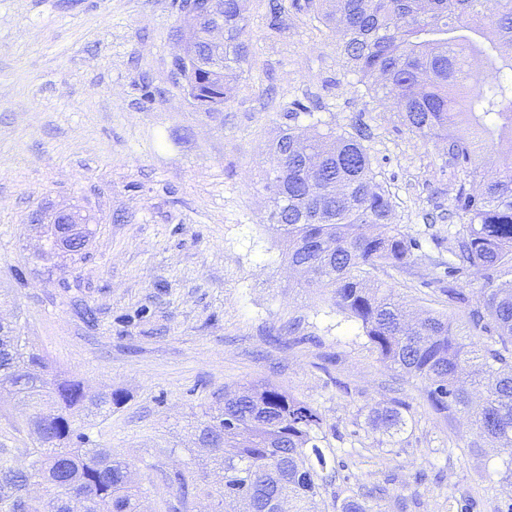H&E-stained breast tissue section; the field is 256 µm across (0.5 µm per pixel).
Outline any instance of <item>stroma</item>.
<instances>
[{
	"mask_svg": "<svg viewBox=\"0 0 512 512\" xmlns=\"http://www.w3.org/2000/svg\"><path fill=\"white\" fill-rule=\"evenodd\" d=\"M246 0L249 54L218 111L175 83L173 0H0V321L93 393L121 392L85 429L131 463L151 512L178 504L175 470L213 471L193 444L225 391L270 382L322 416L323 451L340 479L317 500L336 512L346 488L375 512H507L512 472L495 448L469 452L471 423L429 406L423 381L387 368L358 325L300 287L266 227L270 144L295 100L336 131L369 124L374 169L395 195L394 221L434 257L448 255L451 187L442 145L398 122L346 66L315 9ZM47 206H76L92 237L79 261L33 254ZM376 278L409 307L449 314L448 285L420 265ZM399 403L387 430L375 409Z\"/></svg>",
	"mask_w": 512,
	"mask_h": 512,
	"instance_id": "1",
	"label": "stroma"
}]
</instances>
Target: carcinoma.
<instances>
[{"instance_id":"cac0c4a2","label":"carcinoma","mask_w":512,"mask_h":512,"mask_svg":"<svg viewBox=\"0 0 512 512\" xmlns=\"http://www.w3.org/2000/svg\"><path fill=\"white\" fill-rule=\"evenodd\" d=\"M245 0H218L224 10V75L192 66L200 106L226 102L236 68L246 60L241 39ZM325 0L320 19L336 29L339 47L366 92L384 97L401 125L444 144L463 174L451 214L462 229L448 236V260L427 259V276L457 279L476 271L477 292L448 289V307L467 311V336L450 317L406 309L373 285L382 266L414 261L419 241L393 222L394 194L379 178L353 132H321L312 109L297 100L272 143L266 174L268 224L285 244L288 265L329 295L336 312L359 324L385 365L426 385L431 408L472 412L469 448L499 444L512 467V0ZM32 409L29 448L0 442V512H147L129 462L91 440L89 415L112 412L118 391L90 394L83 383L34 352L17 325L0 322V399ZM389 430L404 425L401 405L374 411ZM322 418L313 406L270 383L224 391V401L195 426L198 448H218L220 487L201 486L181 471L183 512L204 496L210 512H290L309 504L339 472L319 449Z\"/></svg>"}]
</instances>
